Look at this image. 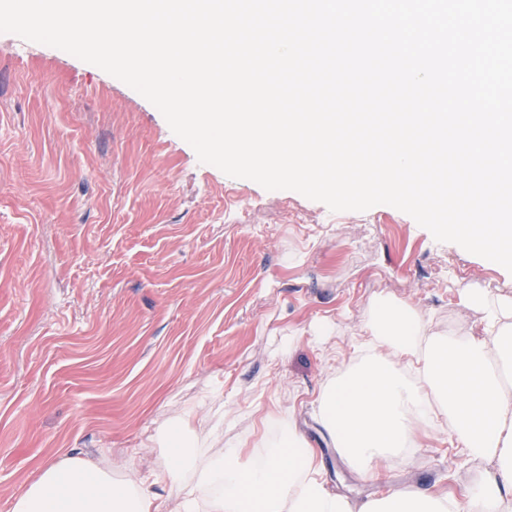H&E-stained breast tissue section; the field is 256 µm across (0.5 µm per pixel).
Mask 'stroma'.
I'll return each instance as SVG.
<instances>
[{
  "label": "stroma",
  "instance_id": "stroma-1",
  "mask_svg": "<svg viewBox=\"0 0 512 512\" xmlns=\"http://www.w3.org/2000/svg\"><path fill=\"white\" fill-rule=\"evenodd\" d=\"M512 273L388 205L333 212L200 162L161 112L97 66L0 33V512L77 451L113 479L164 468L151 438L263 455L294 425L326 487L379 486L341 459L316 400L365 354L374 301L432 332L481 326L459 288ZM445 434L387 464L393 487L468 469Z\"/></svg>",
  "mask_w": 512,
  "mask_h": 512
}]
</instances>
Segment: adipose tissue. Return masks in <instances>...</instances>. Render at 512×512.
I'll return each mask as SVG.
<instances>
[{
  "label": "adipose tissue",
  "instance_id": "1",
  "mask_svg": "<svg viewBox=\"0 0 512 512\" xmlns=\"http://www.w3.org/2000/svg\"><path fill=\"white\" fill-rule=\"evenodd\" d=\"M462 298L485 313L477 333L435 334L415 307L376 300L365 329L382 355L363 359L329 383L316 404L341 456L370 479L373 463L393 458L421 436L447 428L463 463L484 460L462 494L396 489L353 503L330 492L320 452L295 428L251 466L241 449L211 456L194 448L187 425L166 423L157 434L171 462L138 478L115 481L111 470L72 453L44 465L12 512H158L153 484L181 491L186 471L199 477L180 512H512V299L469 288Z\"/></svg>",
  "mask_w": 512,
  "mask_h": 512
}]
</instances>
